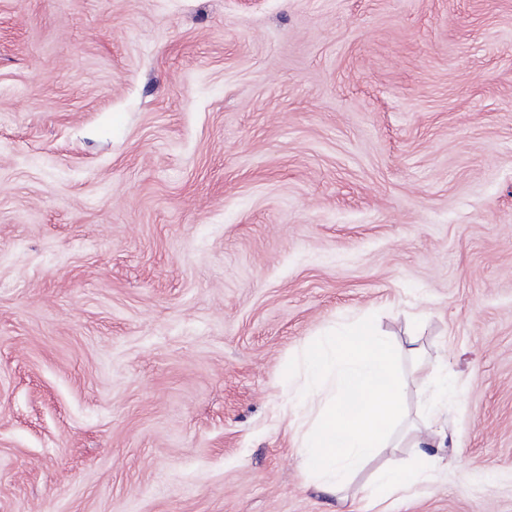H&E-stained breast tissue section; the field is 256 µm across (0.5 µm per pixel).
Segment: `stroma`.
<instances>
[{"instance_id":"stroma-1","label":"stroma","mask_w":512,"mask_h":512,"mask_svg":"<svg viewBox=\"0 0 512 512\" xmlns=\"http://www.w3.org/2000/svg\"><path fill=\"white\" fill-rule=\"evenodd\" d=\"M363 315L408 416L332 496L284 373ZM0 512H512V0H0ZM431 383L433 392L432 395L426 399L424 404V410L430 422L437 420L443 402L445 400L448 401V393L450 392L448 387V374L443 378H432ZM437 467V459L434 454L426 450H419L416 463L413 467L405 469L391 467L380 470L374 479L370 489L372 498H379L392 494L407 482H424L429 473Z\"/></svg>"}]
</instances>
